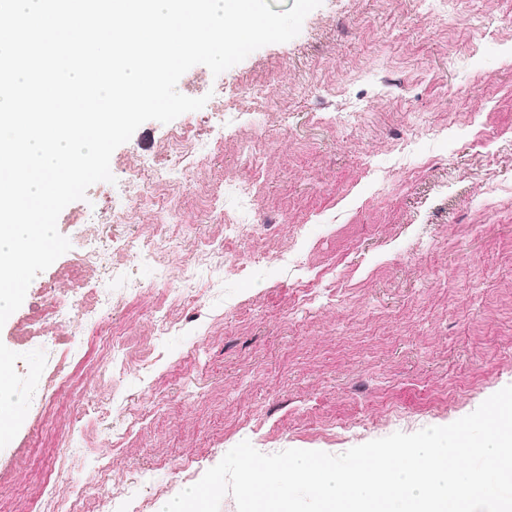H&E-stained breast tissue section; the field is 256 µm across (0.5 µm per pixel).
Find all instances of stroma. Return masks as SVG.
<instances>
[{
    "mask_svg": "<svg viewBox=\"0 0 512 512\" xmlns=\"http://www.w3.org/2000/svg\"><path fill=\"white\" fill-rule=\"evenodd\" d=\"M251 83L270 102L238 115ZM177 88L205 106L116 148L114 182L58 217L71 249L0 327L15 413L0 512H112L125 497L161 512L169 487L241 441L337 455L512 385V0H323L293 40L218 76L194 66ZM180 131L211 143L194 181L164 194L188 229L183 260L223 244L225 222L259 227L231 244L247 257L234 283L175 301L166 253L130 258L155 225L138 209L101 230L137 291L114 289L82 344L26 339L36 305L66 294L84 227ZM250 179L252 200L225 194ZM105 334L135 345L111 353ZM59 369L68 392L31 407Z\"/></svg>",
    "mask_w": 512,
    "mask_h": 512,
    "instance_id": "35a3bbf8",
    "label": "stroma"
}]
</instances>
